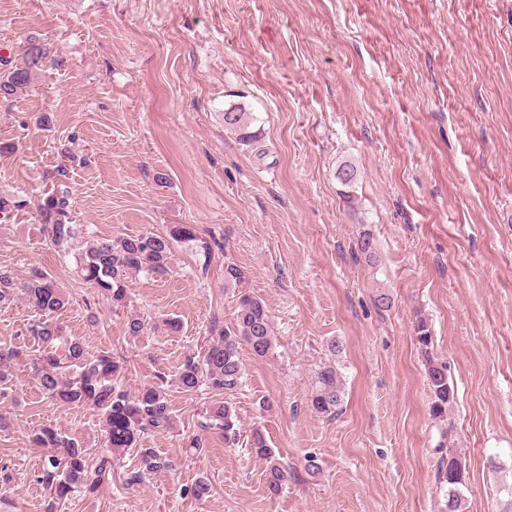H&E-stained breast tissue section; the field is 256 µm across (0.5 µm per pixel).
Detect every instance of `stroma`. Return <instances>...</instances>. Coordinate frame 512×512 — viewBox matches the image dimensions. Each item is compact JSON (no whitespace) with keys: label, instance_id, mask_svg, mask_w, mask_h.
Masks as SVG:
<instances>
[{"label":"stroma","instance_id":"obj_1","mask_svg":"<svg viewBox=\"0 0 512 512\" xmlns=\"http://www.w3.org/2000/svg\"><path fill=\"white\" fill-rule=\"evenodd\" d=\"M34 36L55 62L0 99V198L13 202L0 268L52 276L70 299L65 335L112 353L129 392L162 387L176 428L137 435L172 466L126 484L137 459L108 451L100 411L15 372L0 390V466L13 475L0 512H45L47 451L31 440L44 425L112 456L111 477L63 512H448L447 444L466 462L464 512H500L512 499V0H0V75ZM233 105L253 113L259 142L225 130ZM345 160L358 170L350 199L335 177ZM57 185L83 237L184 224L194 239L175 244L169 275L130 277L124 306L109 308L76 273L78 243L39 232L37 201ZM228 262L278 340L268 359L241 347L230 397L245 436L260 429L294 469L276 495L245 437L229 447L201 432L211 394L173 384L234 325ZM419 314L455 386L443 422ZM31 315L23 296L0 302V346L32 353ZM131 315L143 335H128ZM327 361L344 388L333 418L310 405ZM201 480L209 493L183 497Z\"/></svg>","mask_w":512,"mask_h":512}]
</instances>
